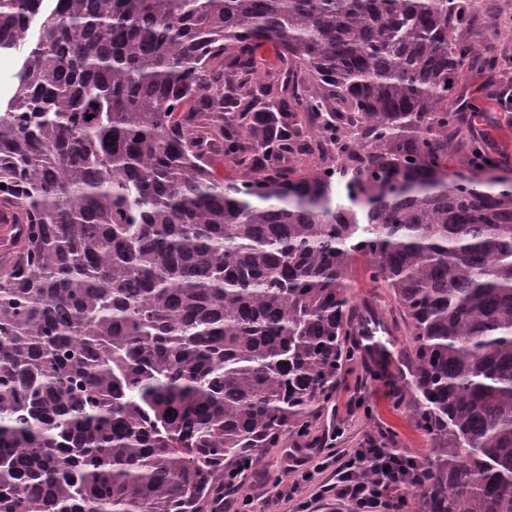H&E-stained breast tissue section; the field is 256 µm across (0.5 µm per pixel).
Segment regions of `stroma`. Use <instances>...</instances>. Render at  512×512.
Wrapping results in <instances>:
<instances>
[{
    "mask_svg": "<svg viewBox=\"0 0 512 512\" xmlns=\"http://www.w3.org/2000/svg\"><path fill=\"white\" fill-rule=\"evenodd\" d=\"M503 13L497 24L478 23L465 31L464 37L480 47L494 42L501 55H512V0H502ZM503 91L499 73L469 68L455 88L461 99L469 101L480 112L471 135L483 138L487 152L498 159V175L512 178V112L501 109L498 99ZM354 319L375 316L387 327L389 353L386 376L373 379L368 367L373 354L347 366L337 391L318 419L312 421L308 433L298 436L293 430L282 432L273 448L256 449V463L247 473L238 492L239 498L252 501L254 512H269L277 482L292 484L299 473L287 468L285 452L290 448H321L324 451L351 450L376 441L415 463H424L430 448L428 438L414 425L415 401L407 393L402 375L403 362L410 353V338L405 321L387 289L371 281L367 275L356 274L352 288ZM331 470L316 475L314 481L301 485L293 501L280 502L278 512H295L300 501L312 502L316 512H347L334 492Z\"/></svg>",
    "mask_w": 512,
    "mask_h": 512,
    "instance_id": "stroma-1",
    "label": "stroma"
}]
</instances>
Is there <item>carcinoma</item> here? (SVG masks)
I'll list each match as a JSON object with an SVG mask.
<instances>
[{
	"label": "carcinoma",
	"instance_id": "obj_1",
	"mask_svg": "<svg viewBox=\"0 0 512 512\" xmlns=\"http://www.w3.org/2000/svg\"><path fill=\"white\" fill-rule=\"evenodd\" d=\"M499 12L0 0V512H215L224 462L335 395L360 258L411 339L418 512H512V183L448 172L464 66H503L460 34ZM20 66V57L18 55L0 56V96L1 98L11 93L14 83L13 76Z\"/></svg>",
	"mask_w": 512,
	"mask_h": 512
}]
</instances>
